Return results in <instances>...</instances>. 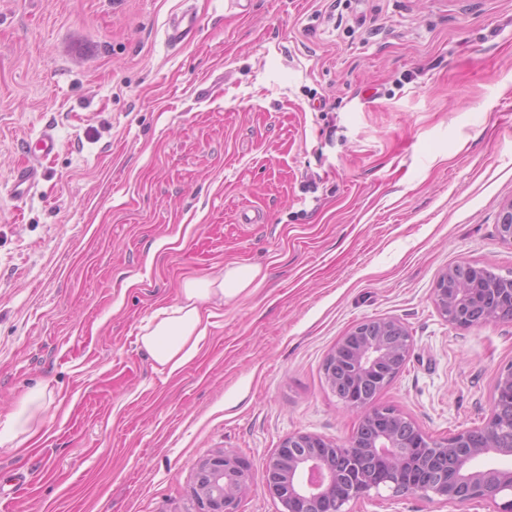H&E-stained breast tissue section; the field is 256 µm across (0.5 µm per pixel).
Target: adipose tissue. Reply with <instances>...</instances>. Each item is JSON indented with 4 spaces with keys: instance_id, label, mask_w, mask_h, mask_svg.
Returning <instances> with one entry per match:
<instances>
[{
    "instance_id": "adipose-tissue-1",
    "label": "adipose tissue",
    "mask_w": 512,
    "mask_h": 512,
    "mask_svg": "<svg viewBox=\"0 0 512 512\" xmlns=\"http://www.w3.org/2000/svg\"><path fill=\"white\" fill-rule=\"evenodd\" d=\"M266 278L260 266L228 263L216 273L185 279L177 299L156 309L140 327L137 342L154 369L171 376L192 363L224 305L251 294ZM45 397L41 388L19 402L0 422V444L37 436L32 421Z\"/></svg>"
}]
</instances>
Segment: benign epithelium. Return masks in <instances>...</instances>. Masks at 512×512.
I'll use <instances>...</instances> for the list:
<instances>
[{"label": "benign epithelium", "mask_w": 512, "mask_h": 512, "mask_svg": "<svg viewBox=\"0 0 512 512\" xmlns=\"http://www.w3.org/2000/svg\"><path fill=\"white\" fill-rule=\"evenodd\" d=\"M500 238L512 244V202L503 208L499 221ZM464 271L465 263L442 271L434 288V303L448 323L461 328L495 320L494 311L504 295L492 292L482 301L474 297L479 278L466 288L448 289V279ZM411 348V339L402 323L368 320L358 324L336 344L331 361L347 364L351 387L339 397L343 406L361 414V421L375 423L368 443L358 444L353 436L338 445L319 435L297 433L284 438L265 462L261 478L269 493L278 498L286 512H320L327 502L329 512H344L345 504L382 489L394 493L432 494L446 503L496 501L500 495L511 499L497 512H512V468H480L475 461L491 452L512 456V420L504 423L496 413L480 428L465 430L438 441L414 429L416 442L434 457L448 462L440 479L428 482L412 472L411 457L400 452L399 434L391 429V408L370 406L358 387L367 382L381 384L398 373ZM512 398V365L497 380L493 402L502 395ZM255 472L251 462L231 452H221L200 464L192 489L199 512H237Z\"/></svg>", "instance_id": "1"}]
</instances>
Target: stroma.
I'll return each instance as SVG.
<instances>
[{"label":"stroma","instance_id":"1","mask_svg":"<svg viewBox=\"0 0 512 512\" xmlns=\"http://www.w3.org/2000/svg\"><path fill=\"white\" fill-rule=\"evenodd\" d=\"M187 8L196 36L170 45ZM511 201L512 0H0V422L52 392L36 438L0 445V498L198 512L207 457L258 472L294 433L348 443L324 363L371 319L412 342L374 406L436 440L483 425L512 321L451 325L433 289L458 263L512 275ZM228 262L267 278L157 373L143 319ZM494 508L384 490L345 510ZM57 144L50 133H43L35 142H30L27 147V162L17 169L12 184V194L22 198L31 193L35 188L39 165L43 160L52 157L56 152Z\"/></svg>","mask_w":512,"mask_h":512}]
</instances>
